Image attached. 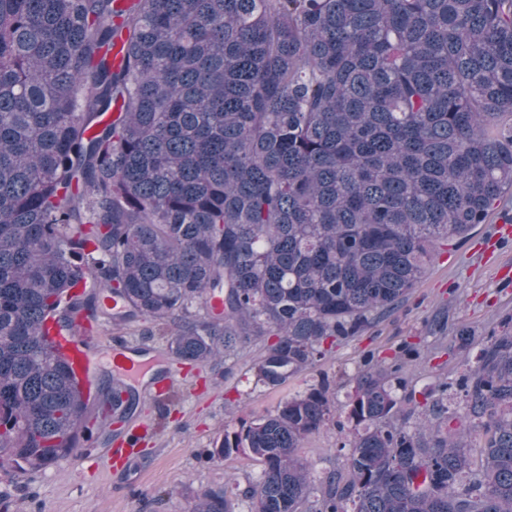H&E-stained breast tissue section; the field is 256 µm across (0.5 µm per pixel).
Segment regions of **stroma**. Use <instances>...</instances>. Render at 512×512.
<instances>
[{
    "mask_svg": "<svg viewBox=\"0 0 512 512\" xmlns=\"http://www.w3.org/2000/svg\"><path fill=\"white\" fill-rule=\"evenodd\" d=\"M508 217L511 197L488 223L441 251L395 309L277 385L258 378L256 365L264 351L259 341L243 345L223 362L190 365L174 359L153 322L141 319L103 332L102 342L125 340L162 369L178 371L176 382L164 396L137 395L119 427L91 407L92 431L83 442L81 462L65 460L28 474L0 469V512H189L198 490L225 485L233 488L234 512H248L243 493L257 481L260 465L242 454L208 464L201 451L239 420L273 413L284 399L321 382L335 412L327 427L303 441L298 454L310 464L314 480L346 470L345 446L351 439L347 404L366 354L388 362L400 344L414 343L419 356L404 375L419 391L439 378L459 380L488 337L499 335L512 320V284L496 277L499 264L512 263V241L495 239L497 224ZM465 326L476 336L466 349L456 337ZM132 430L139 437L133 446L128 443ZM116 448L124 449L128 470L114 461Z\"/></svg>",
    "mask_w": 512,
    "mask_h": 512,
    "instance_id": "35a3bbf8",
    "label": "stroma"
}]
</instances>
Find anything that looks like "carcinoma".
<instances>
[{"instance_id": "1", "label": "carcinoma", "mask_w": 512, "mask_h": 512, "mask_svg": "<svg viewBox=\"0 0 512 512\" xmlns=\"http://www.w3.org/2000/svg\"><path fill=\"white\" fill-rule=\"evenodd\" d=\"M511 190L512 0H0V468L46 469L90 430L41 332L56 311L113 319L79 282L184 364L264 342L258 377L278 384ZM401 371L358 370L349 476L319 490L297 448L330 420L323 384L207 458L262 466L249 512H512V330L468 367L463 417L443 379L410 424ZM106 402L136 399L114 381ZM191 512H233L227 490Z\"/></svg>"}]
</instances>
